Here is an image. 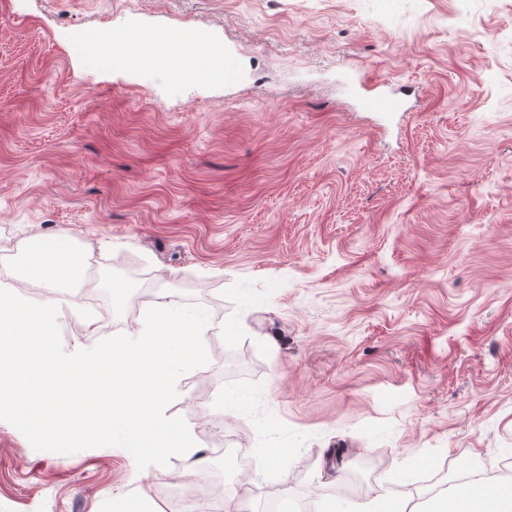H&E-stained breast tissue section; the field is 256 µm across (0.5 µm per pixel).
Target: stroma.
Here are the masks:
<instances>
[{"label":"stroma","instance_id":"1","mask_svg":"<svg viewBox=\"0 0 512 512\" xmlns=\"http://www.w3.org/2000/svg\"><path fill=\"white\" fill-rule=\"evenodd\" d=\"M176 29L238 79L75 48ZM358 70L413 110L356 108ZM56 232L96 261L52 299L66 352L135 330L146 295L207 309L209 362L164 410L195 451L141 471L0 420V512H165L157 478H198L223 436L254 471L225 512H424L416 472L512 460V0H0V242ZM208 67L218 71H224L225 83H233L237 80L238 70L232 57L224 53L223 56L214 48L205 45ZM405 510V507H399L396 502L390 501L384 494L378 492L367 501L350 505L346 510L332 507L323 511L405 512Z\"/></svg>","mask_w":512,"mask_h":512}]
</instances>
